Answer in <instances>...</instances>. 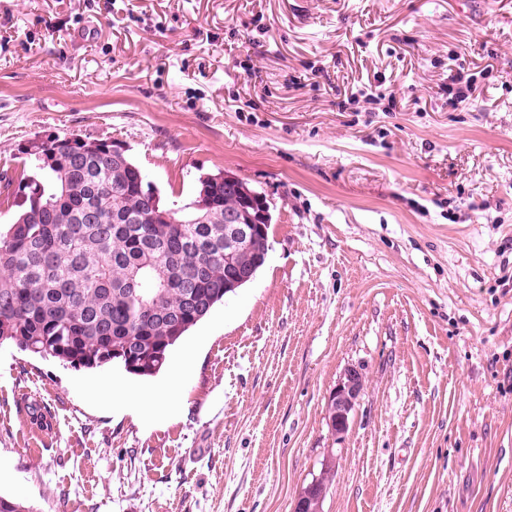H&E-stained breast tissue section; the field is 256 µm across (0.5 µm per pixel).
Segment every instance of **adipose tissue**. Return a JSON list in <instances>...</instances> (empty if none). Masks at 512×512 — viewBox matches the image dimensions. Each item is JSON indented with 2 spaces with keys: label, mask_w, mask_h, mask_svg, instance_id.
<instances>
[{
  "label": "adipose tissue",
  "mask_w": 512,
  "mask_h": 512,
  "mask_svg": "<svg viewBox=\"0 0 512 512\" xmlns=\"http://www.w3.org/2000/svg\"><path fill=\"white\" fill-rule=\"evenodd\" d=\"M190 366V355H182L172 367L167 386L158 393H142L131 390L107 379L104 380L102 387L92 388L89 395L95 399L100 396L102 390H111L114 404L131 412L137 420L154 424L175 412L181 386L190 372Z\"/></svg>",
  "instance_id": "adipose-tissue-1"
}]
</instances>
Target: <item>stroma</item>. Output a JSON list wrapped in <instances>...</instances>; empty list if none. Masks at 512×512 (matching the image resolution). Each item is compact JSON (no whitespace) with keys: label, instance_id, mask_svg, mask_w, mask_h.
<instances>
[{"label":"stroma","instance_id":"stroma-1","mask_svg":"<svg viewBox=\"0 0 512 512\" xmlns=\"http://www.w3.org/2000/svg\"><path fill=\"white\" fill-rule=\"evenodd\" d=\"M51 135L112 140L168 202L236 174L269 251L173 348L196 362L157 427L83 386L164 374L0 345L1 495L292 512L332 458L323 512H512V0H0V178ZM473 77L474 75L464 74V72L461 71H459L455 76L452 77V84H464V88L463 86H461L454 93V88L452 84H448V104L455 108H458L460 106L465 105L468 102L469 98H471V92L475 84ZM364 387L362 374L356 368H348L329 394L327 408L329 420L337 436L349 431V419Z\"/></svg>","mask_w":512,"mask_h":512}]
</instances>
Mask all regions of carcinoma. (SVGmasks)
Wrapping results in <instances>:
<instances>
[{"label":"carcinoma","mask_w":512,"mask_h":512,"mask_svg":"<svg viewBox=\"0 0 512 512\" xmlns=\"http://www.w3.org/2000/svg\"><path fill=\"white\" fill-rule=\"evenodd\" d=\"M25 155L17 210L0 226V345L152 376L226 296L225 214L254 225L237 265L266 262L270 205L236 176L202 173L192 199L168 204L127 155L114 181L106 140L49 137ZM201 201L207 223L192 224Z\"/></svg>","instance_id":"carcinoma-1"}]
</instances>
